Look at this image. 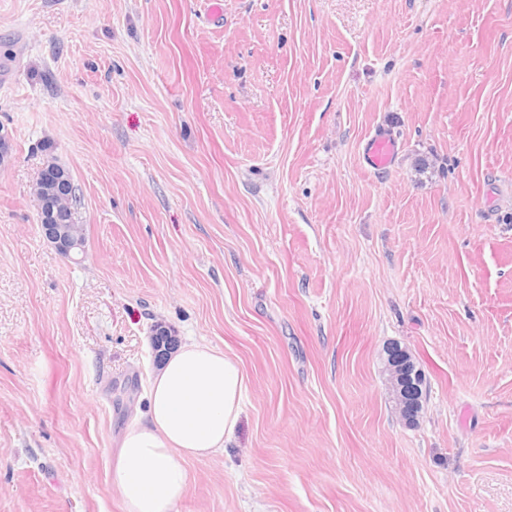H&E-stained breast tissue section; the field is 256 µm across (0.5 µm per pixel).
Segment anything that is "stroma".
Masks as SVG:
<instances>
[{
    "label": "stroma",
    "mask_w": 512,
    "mask_h": 512,
    "mask_svg": "<svg viewBox=\"0 0 512 512\" xmlns=\"http://www.w3.org/2000/svg\"><path fill=\"white\" fill-rule=\"evenodd\" d=\"M221 2L0 0V512H123L157 324L246 376L178 512H512V0ZM396 151V140L385 132L375 133L364 147V161L375 172L386 171ZM46 172L41 170L35 183V193L44 206L38 224L47 242L65 259L84 250L85 238L83 224H68L71 216L58 196L47 188ZM397 346L399 349L396 351L393 346ZM396 352V353H394ZM385 358V371L388 374V380L391 387V394L395 403L396 409L399 412L400 417L407 423L408 418H405V407L408 405L410 399L407 397L409 393L413 399L417 398V388L413 385V379L407 378V392L404 385V377L408 372H412L421 379V386L425 385V376L421 369H416V364L413 360L411 353L406 349L402 348L397 343H390L386 348Z\"/></svg>",
    "instance_id": "obj_1"
}]
</instances>
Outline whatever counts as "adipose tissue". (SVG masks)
<instances>
[{"mask_svg": "<svg viewBox=\"0 0 512 512\" xmlns=\"http://www.w3.org/2000/svg\"><path fill=\"white\" fill-rule=\"evenodd\" d=\"M244 391L238 362L210 343L194 340L170 354L151 380L146 413L114 450L110 483L124 512H176L185 461L228 447Z\"/></svg>", "mask_w": 512, "mask_h": 512, "instance_id": "adipose-tissue-1", "label": "adipose tissue"}]
</instances>
